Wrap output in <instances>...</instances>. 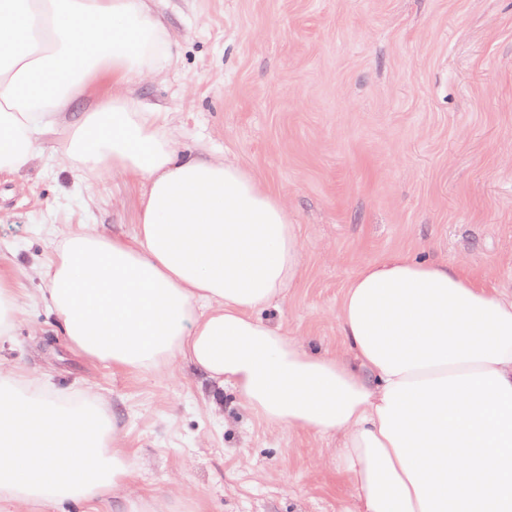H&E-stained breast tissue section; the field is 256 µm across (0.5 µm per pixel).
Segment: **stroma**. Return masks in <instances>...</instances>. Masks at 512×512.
<instances>
[{
  "instance_id": "obj_1",
  "label": "stroma",
  "mask_w": 512,
  "mask_h": 512,
  "mask_svg": "<svg viewBox=\"0 0 512 512\" xmlns=\"http://www.w3.org/2000/svg\"><path fill=\"white\" fill-rule=\"evenodd\" d=\"M173 43L133 84L173 113L181 145L229 152L285 196L303 242L298 283L263 318L309 351L343 350L335 313L368 263L397 253L512 286V0H155ZM40 137L0 172V274L22 320L0 343L19 368L111 410L136 486L191 512H359L335 437L272 429L179 362L146 376L67 346L43 302L49 233L132 231L140 187L76 178Z\"/></svg>"
}]
</instances>
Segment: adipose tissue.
I'll return each instance as SVG.
<instances>
[{
    "label": "adipose tissue",
    "instance_id": "ef3b65f1",
    "mask_svg": "<svg viewBox=\"0 0 512 512\" xmlns=\"http://www.w3.org/2000/svg\"><path fill=\"white\" fill-rule=\"evenodd\" d=\"M153 0H0V171L59 128L61 165L138 183L132 232L53 243L46 307L86 358L144 373L184 361L272 428L341 437L363 512H512V290L396 254L361 268L336 312L344 354L262 318L298 281L283 196L234 157L183 151L171 113L137 98L172 40ZM112 87L72 111L97 81ZM99 397L0 369V512L68 504L186 512L138 493Z\"/></svg>",
    "mask_w": 512,
    "mask_h": 512
}]
</instances>
